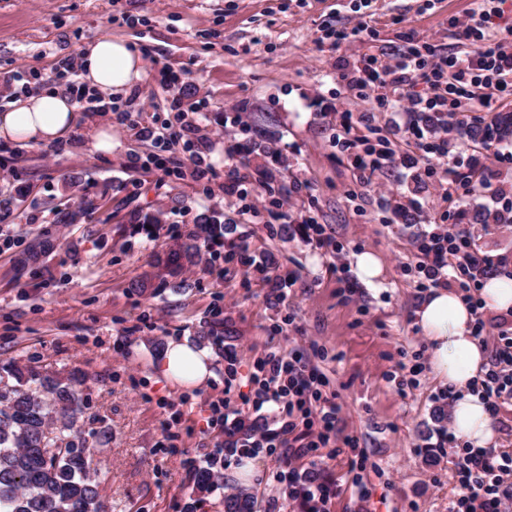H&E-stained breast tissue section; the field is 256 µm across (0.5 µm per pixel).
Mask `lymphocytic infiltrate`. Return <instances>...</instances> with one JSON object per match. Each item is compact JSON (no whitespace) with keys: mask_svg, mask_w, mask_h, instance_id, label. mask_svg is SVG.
I'll return each instance as SVG.
<instances>
[{"mask_svg":"<svg viewBox=\"0 0 512 512\" xmlns=\"http://www.w3.org/2000/svg\"><path fill=\"white\" fill-rule=\"evenodd\" d=\"M482 7L473 22L462 25L464 38L475 39V49L465 56L436 52L427 41L411 40L408 48L387 57L370 54L352 63L342 74L350 90L355 91L365 108L360 115L367 133L353 135L351 124H342L335 145L350 152L359 172H376L401 160L414 168L419 158L428 161L426 177L434 179L443 196L455 197L468 182L447 165L448 98H472L474 89L485 88L500 93L512 90V30L487 37L483 29L492 18L501 17L500 7L480 0ZM388 102L393 111L409 119V136L402 153H395L392 141L379 135L370 108L373 100ZM192 125L164 124L144 128V136L167 146L183 143L190 150L193 180L206 177L201 149L195 148ZM415 247L421 257L418 288L455 285L465 298H472L481 286L480 277L489 262L473 246L466 229L451 226L422 232ZM254 386V409L266 405L277 408L282 425L277 433L263 434L254 447L281 451L292 465L277 475L278 482L291 486L305 483L308 500L328 506L335 495L330 483L303 478L296 460L322 448L343 445L357 449L355 437L340 436L341 408L334 397L322 394L327 380L310 365L304 351L282 354L269 350L255 360L250 373ZM476 389L486 400L490 412H498L501 403L512 401V335L501 333L494 360ZM444 438L454 448L452 473L457 494L449 512H512V453L493 448H475L460 441L453 431Z\"/></svg>","mask_w":512,"mask_h":512,"instance_id":"obj_1","label":"lymphocytic infiltrate"}]
</instances>
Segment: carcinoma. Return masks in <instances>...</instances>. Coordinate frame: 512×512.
I'll list each match as a JSON object with an SVG mask.
<instances>
[{
    "label": "carcinoma",
    "instance_id": "1",
    "mask_svg": "<svg viewBox=\"0 0 512 512\" xmlns=\"http://www.w3.org/2000/svg\"><path fill=\"white\" fill-rule=\"evenodd\" d=\"M456 131L474 143H501L512 138V113H498L488 129ZM479 221L512 224V215L486 209ZM195 250L192 242L176 245L157 259L153 277L176 276L183 263L193 262ZM82 382L75 371L50 374L11 362L0 365V512H106L96 448L109 443L111 433L101 430L91 441L81 436ZM224 512H254V496L231 489L224 495Z\"/></svg>",
    "mask_w": 512,
    "mask_h": 512
}]
</instances>
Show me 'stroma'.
I'll list each match as a JSON object with an SVG mask.
<instances>
[{
    "label": "stroma",
    "instance_id": "obj_1",
    "mask_svg": "<svg viewBox=\"0 0 512 512\" xmlns=\"http://www.w3.org/2000/svg\"><path fill=\"white\" fill-rule=\"evenodd\" d=\"M474 7V0H0V111L19 95L17 69L40 89L56 88L61 63L101 37L125 38L145 61L137 94L115 99L112 112L77 113L61 142L0 140V229L12 240L0 253V362L82 373L80 430L112 434L98 450L107 512H224V487L197 492L194 474L200 467L228 474L242 454L206 428L197 408L226 399L229 423L278 429L275 407L244 404L248 369L268 350L297 347L327 376L342 432L364 451L356 464L346 448L315 464L297 461L310 477L335 483L330 512H448L453 450L441 441L447 420L435 418L448 386L427 366L414 242L443 214H458L476 249L494 259L492 276H512V229L473 221L476 210L494 208L496 189L512 187V147L501 144L506 157L488 189L455 203L399 166L360 180L332 140L346 113L355 134L364 132L362 107L341 80L346 64L406 49L411 33L438 52L464 55L472 43L451 21ZM363 21L369 29L360 38L330 39ZM163 69L173 80L161 81ZM120 110L139 113V126L121 123ZM181 115L207 144L212 181L178 172L188 156L183 145L164 150L139 132ZM105 128L109 153L94 148ZM273 145L279 155L268 154ZM138 156L167 160L170 175L133 167ZM378 182L393 184L399 204L412 197L423 208L400 216L374 194ZM285 192L292 211L284 219ZM255 196L263 204L252 212ZM154 215L161 222L152 226ZM308 216L330 245L308 230ZM206 217L223 224L217 271L204 272L199 255L178 276L153 279V262L171 244L166 225L187 233ZM334 243L346 272L332 269ZM362 250L383 264L377 287L357 276L354 255ZM289 273L295 284L282 299L276 278ZM141 280L146 288L136 289ZM217 331L241 358L237 373L213 347ZM176 336L210 351L213 376L199 389L154 372ZM412 378L417 388L400 391ZM188 456L193 466H185ZM251 456L255 512H311V503L272 480L287 458L265 448Z\"/></svg>",
    "mask_w": 512,
    "mask_h": 512
}]
</instances>
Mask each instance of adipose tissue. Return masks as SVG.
Listing matches in <instances>:
<instances>
[{
	"mask_svg": "<svg viewBox=\"0 0 512 512\" xmlns=\"http://www.w3.org/2000/svg\"><path fill=\"white\" fill-rule=\"evenodd\" d=\"M81 65L85 82L112 96L126 94L145 74L141 56L114 36L101 37L86 47ZM74 110L70 96L58 90L20 96L0 112V139L55 143L69 132ZM416 316L430 344V367L455 394L451 422L456 434L475 447H490L495 433L486 405L474 391L486 371L488 354L474 334L472 308L456 291L435 288L425 296ZM155 368L167 382L185 388L200 386L211 375L208 352L185 340L169 341Z\"/></svg>",
	"mask_w": 512,
	"mask_h": 512,
	"instance_id": "adipose-tissue-1",
	"label": "adipose tissue"
}]
</instances>
